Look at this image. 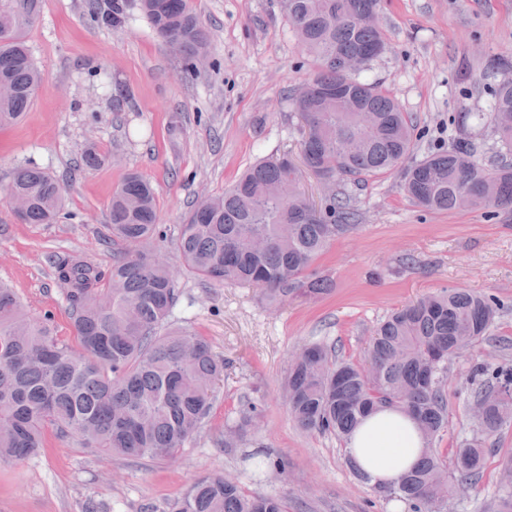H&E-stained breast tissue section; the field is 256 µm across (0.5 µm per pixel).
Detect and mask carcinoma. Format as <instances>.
I'll return each instance as SVG.
<instances>
[{
    "label": "carcinoma",
    "mask_w": 512,
    "mask_h": 512,
    "mask_svg": "<svg viewBox=\"0 0 512 512\" xmlns=\"http://www.w3.org/2000/svg\"><path fill=\"white\" fill-rule=\"evenodd\" d=\"M378 0H283V10L315 68L306 92L292 98L302 122L300 158L332 182L316 217L302 206L298 167L284 153L251 167L218 197L198 203L180 225L184 266L212 285H250L270 304L318 296L331 281L314 262L337 237L355 228L359 213L346 185L400 171L407 195L433 211L512 209V164L489 169L478 147L459 137L448 150L405 165L420 138L417 122L379 85L358 80L344 62L365 67L385 46L375 22ZM138 9L182 58L184 69L209 57V34L189 0H88L91 22L117 32ZM41 0H0V127L30 108L40 72L26 32ZM502 71L487 119L501 148L512 153V64ZM4 197L20 198L28 224H55L62 187L34 163L19 166ZM108 239L116 246L103 270L80 255L52 260L72 315L78 349L63 342L47 318L31 315L15 291L0 285V461H20L45 446V433L76 436L83 447L129 457H172L209 417L224 360L196 332L164 330L180 296L177 281L147 245L159 237L153 188L137 175L112 193ZM500 301L448 288L394 311L376 328L363 362L337 361L320 344L301 347L288 368V411L305 432L348 440L370 414L390 409L413 417L425 442L419 461L394 485L408 512H448L445 498L478 484L486 440L512 418V367L473 371L478 436L458 449L453 470L432 444L448 424L440 378L448 363L490 336ZM254 416L224 431V447L250 434ZM498 512H512V458L502 466ZM175 512H286L278 496H247L222 474L197 479Z\"/></svg>",
    "instance_id": "obj_1"
}]
</instances>
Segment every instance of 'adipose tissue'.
Segmentation results:
<instances>
[{
  "label": "adipose tissue",
  "instance_id": "obj_1",
  "mask_svg": "<svg viewBox=\"0 0 512 512\" xmlns=\"http://www.w3.org/2000/svg\"><path fill=\"white\" fill-rule=\"evenodd\" d=\"M423 440L414 420L383 410L370 415L346 444V450L372 484L389 485L421 457Z\"/></svg>",
  "mask_w": 512,
  "mask_h": 512
}]
</instances>
